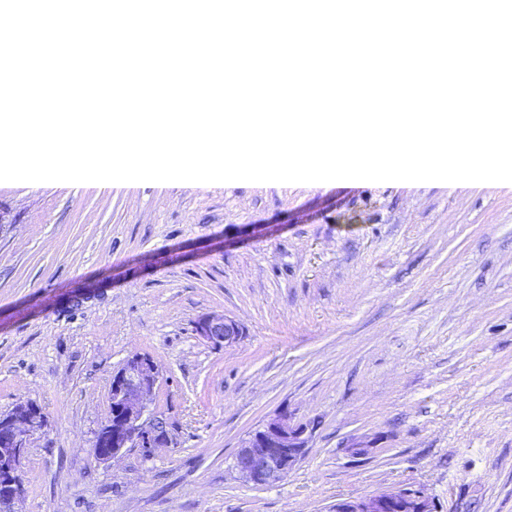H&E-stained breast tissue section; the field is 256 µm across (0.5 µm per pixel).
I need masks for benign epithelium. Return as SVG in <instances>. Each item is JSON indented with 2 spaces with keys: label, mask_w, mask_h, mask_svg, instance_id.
<instances>
[{
  "label": "benign epithelium",
  "mask_w": 512,
  "mask_h": 512,
  "mask_svg": "<svg viewBox=\"0 0 512 512\" xmlns=\"http://www.w3.org/2000/svg\"><path fill=\"white\" fill-rule=\"evenodd\" d=\"M195 331L216 347L233 346L244 336L237 320L215 313L201 316ZM161 380L153 358L142 353L130 355L113 375L110 413L96 433L94 455L98 462L109 463L131 448H140L150 455L173 442L175 423L151 409ZM45 428V416L34 403H19L0 413V489L9 493L10 512H16V504L23 496L22 461L34 436L44 433ZM308 440L306 426L293 423L286 413H279L237 449L234 469L255 486L275 484L298 463ZM331 512H434V507L425 492L402 488L339 502Z\"/></svg>",
  "instance_id": "7a95c632"
}]
</instances>
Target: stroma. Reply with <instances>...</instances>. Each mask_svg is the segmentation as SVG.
Segmentation results:
<instances>
[{"instance_id":"stroma-1","label":"stroma","mask_w":512,"mask_h":512,"mask_svg":"<svg viewBox=\"0 0 512 512\" xmlns=\"http://www.w3.org/2000/svg\"><path fill=\"white\" fill-rule=\"evenodd\" d=\"M0 411L48 419L20 512H330L402 487L512 512V184L0 183ZM239 321L228 348L195 332ZM163 380L176 447L100 463L112 374ZM312 426L256 486L241 441ZM197 335L216 347H230L244 336L242 325L224 314H205L196 322ZM308 440L306 426L293 423L286 413H279L237 449L234 469L253 485L275 484L298 463Z\"/></svg>"}]
</instances>
